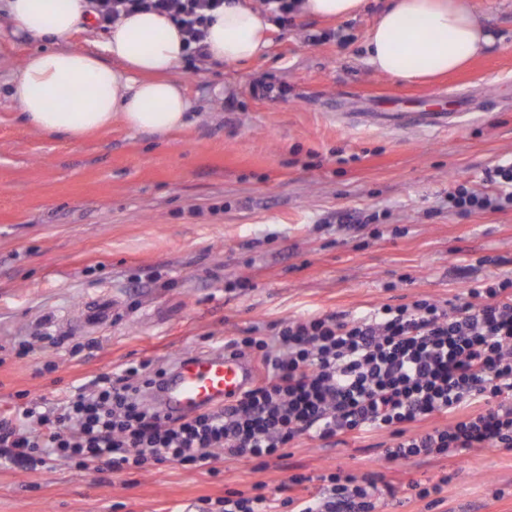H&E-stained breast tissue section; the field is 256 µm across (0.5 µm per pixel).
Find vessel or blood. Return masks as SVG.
Masks as SVG:
<instances>
[{
    "instance_id": "vessel-or-blood-1",
    "label": "vessel or blood",
    "mask_w": 512,
    "mask_h": 512,
    "mask_svg": "<svg viewBox=\"0 0 512 512\" xmlns=\"http://www.w3.org/2000/svg\"><path fill=\"white\" fill-rule=\"evenodd\" d=\"M387 122L397 128L411 126L445 129L455 111L394 108L385 110ZM255 379L253 367L224 350L183 353L162 379L156 400L161 417L189 416L219 401L238 396Z\"/></svg>"
}]
</instances>
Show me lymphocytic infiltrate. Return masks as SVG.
<instances>
[{
  "label": "lymphocytic infiltrate",
  "mask_w": 512,
  "mask_h": 512,
  "mask_svg": "<svg viewBox=\"0 0 512 512\" xmlns=\"http://www.w3.org/2000/svg\"><path fill=\"white\" fill-rule=\"evenodd\" d=\"M110 25L146 9L169 16L194 59L206 58L205 28L224 0H90ZM495 196L460 185L448 195L461 213L512 205V161L488 173ZM225 349L259 359L265 371L234 399L173 420L145 399L164 369L143 362L97 376L58 398L0 411V461L13 466L63 461L120 474L144 464L212 466L265 460L299 438L390 431L384 457L456 456L474 448L512 450V276L471 287L445 306L426 297L351 316L311 312L271 336L225 340ZM435 416L446 426L407 435ZM295 474L274 494L226 492L222 512H379L375 476L326 475L321 490Z\"/></svg>",
  "instance_id": "1"
}]
</instances>
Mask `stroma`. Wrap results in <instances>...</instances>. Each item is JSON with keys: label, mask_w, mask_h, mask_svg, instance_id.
<instances>
[{"label": "stroma", "mask_w": 512, "mask_h": 512, "mask_svg": "<svg viewBox=\"0 0 512 512\" xmlns=\"http://www.w3.org/2000/svg\"><path fill=\"white\" fill-rule=\"evenodd\" d=\"M473 4L497 41L435 83L401 86L364 62L372 0L350 21L275 27L265 61H185L182 130L159 138L116 121L80 142L19 121L6 76L55 43L16 31L0 10V407L53 400L129 363L159 368L307 312L453 303L472 279L512 272V207H448L449 191L485 187L487 168L512 158V0ZM445 90L477 105L451 132L381 127L355 105ZM353 212L369 218L358 232L333 225ZM35 336L66 343L20 354ZM389 439L303 438L266 467L227 460L215 475L1 464L0 512H186L229 490L338 469L393 486L386 512H512V451L389 463ZM415 482L441 485L443 505L411 498Z\"/></svg>", "instance_id": "1"}]
</instances>
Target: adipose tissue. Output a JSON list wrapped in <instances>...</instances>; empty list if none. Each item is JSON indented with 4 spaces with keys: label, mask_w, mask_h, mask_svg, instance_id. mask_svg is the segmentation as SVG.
Listing matches in <instances>:
<instances>
[{
    "label": "adipose tissue",
    "mask_w": 512,
    "mask_h": 512,
    "mask_svg": "<svg viewBox=\"0 0 512 512\" xmlns=\"http://www.w3.org/2000/svg\"><path fill=\"white\" fill-rule=\"evenodd\" d=\"M369 0H298L296 14L351 20ZM17 29L49 37L56 49L39 51L10 73L21 121L72 141L108 130L113 118L128 128L168 136L188 120L189 102L174 77L188 52L168 17L140 10L111 25L100 52L68 47L91 8L88 0H5ZM269 11L251 0H227L206 30L209 58L238 68L268 57ZM494 36L469 0H385L365 34L366 63L399 84L452 74L492 45Z\"/></svg>",
    "instance_id": "obj_1"
}]
</instances>
